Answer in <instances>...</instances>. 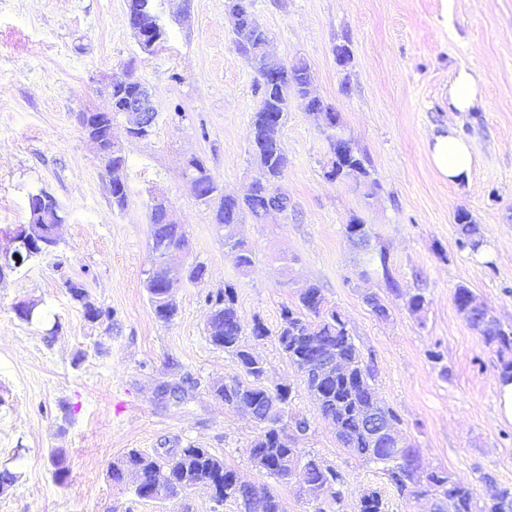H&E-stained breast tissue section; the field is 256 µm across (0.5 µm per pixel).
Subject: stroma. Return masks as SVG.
<instances>
[{"label":"stroma","instance_id":"stroma-1","mask_svg":"<svg viewBox=\"0 0 512 512\" xmlns=\"http://www.w3.org/2000/svg\"><path fill=\"white\" fill-rule=\"evenodd\" d=\"M168 37L141 53L127 22V0H0V232L29 221V193L46 191L65 218L50 253L0 279V462L21 477L0 494V512H181L177 502L148 501L117 486L109 468L131 448L194 445L244 478L267 483L246 448L258 429L225 408L210 387L240 376L237 364L204 331L207 296L232 286L244 342L266 361L269 384L292 389L291 413L310 422L297 447L346 477L343 512H357L369 489L386 512H429L424 499L394 493L379 465L340 448L302 380L273 337L283 307L319 284L347 319L364 357L375 365L379 397L401 416L425 466L448 471L488 498L512 487V423L497 418L495 354L454 302L472 290L502 324L512 325V0H253L282 61L305 60L312 92L337 112L353 147L369 156L380 189L364 201L354 184L323 175L329 145L301 101L282 129L288 166L279 188L287 215L232 226L253 251L241 271L183 173L205 159L230 195L257 174L248 128L259 104L256 74L234 50L229 0H157ZM349 43V63L334 48ZM133 66L159 113L151 136H114L126 157L128 203L113 208L109 177L78 121L106 105L113 74ZM483 79L473 112L448 109L459 69ZM455 122L472 143L468 183L443 182L427 142ZM162 192L189 239L186 261L204 277L177 285L178 314L158 320L145 288L156 265L149 201ZM469 212L482 252L460 247L454 216ZM359 216L384 250L399 297L378 319L365 290L385 293L382 275L360 277L367 257L345 227ZM81 282L112 327L88 322L64 282ZM421 292L428 305L412 314ZM35 300L59 323L53 337L19 320L13 306ZM262 322L270 337L255 339ZM184 389L183 401L162 387ZM23 449L14 459L15 449ZM61 449L69 477L54 482L51 449Z\"/></svg>","mask_w":512,"mask_h":512}]
</instances>
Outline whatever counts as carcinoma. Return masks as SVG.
<instances>
[{
  "mask_svg": "<svg viewBox=\"0 0 512 512\" xmlns=\"http://www.w3.org/2000/svg\"><path fill=\"white\" fill-rule=\"evenodd\" d=\"M250 0H233L232 13L240 16L233 29L232 43L235 51L245 57L256 73L260 103L252 113L248 139L252 156L261 180L253 194L233 200L211 184L209 169L198 157L190 166L203 182L205 200L201 204L212 213L215 224H238L249 215L259 218L263 208L278 203L282 208L290 207L288 198L276 195V183L288 166L280 128L284 126L288 107L285 97L307 93L312 74L307 63L299 60L288 71L276 67L267 57L263 44L268 40L267 30L256 19L251 8L244 7ZM343 171L340 180L357 185L369 184L368 199L374 195L377 182L371 179L369 159L353 152L344 157L332 155L324 166V176ZM161 209L149 211L152 249L165 243L175 249L189 248V240L183 229L175 224L163 223ZM456 224L463 236L461 244L476 251L482 245L478 225L472 222L470 213L457 211ZM347 237H356L369 243L367 224L351 216L346 224ZM224 247L233 257L235 265L242 271L253 264L252 250L232 236L224 237ZM162 289H149V299L156 317L169 322L177 314V308L161 303ZM371 312L379 319L389 317L388 302L380 294H368ZM458 311L464 312L469 325L482 336L486 345L495 353L500 375L512 378V327L504 326L476 301L473 292L460 285L454 293ZM210 307H221L223 313L211 326L205 328L211 344L231 356L243 372V377L228 382L222 391L224 406L240 413L249 412L259 428L258 434L247 448L250 463L259 459L264 462L262 473L273 478L279 485H288L289 473L284 462L290 458L300 461L306 468L307 487L300 489L313 512H326L325 504L339 505L344 499L345 479L331 465L294 446V437L288 429L298 417L288 414L292 400L289 387H271L266 383L267 369L263 359L253 360L243 353L244 333L241 319L235 307L233 288L207 299ZM280 352L300 374L307 394L317 402L321 416L330 417L336 428V441L349 454L366 462L383 465L389 484L402 498L418 499L431 496L437 500L439 512H512V488L501 487L483 504L478 502L476 489L464 480L453 477L445 470H426L420 463L419 449L409 445L404 450V459L393 463L388 459L386 443H374L365 434V415L375 412L395 426L401 425L398 414L386 406L378 397L372 380L373 365L365 361L356 345L348 322L329 306L322 288L313 284L307 294L297 303L285 306L281 312V324L276 331ZM318 346L336 351L348 366V371L334 377H319L303 370L307 354ZM131 471L137 475L134 494L143 500L154 499L155 489H166L167 500L184 501L183 488L187 485L211 489L214 501L222 505L230 501L239 506V512H284L279 495L274 487L256 484L240 476L236 470L224 465V461L206 448L189 445L185 448H170L165 455H151L137 448L129 449L120 460L112 464L109 477L116 485L123 484V474ZM359 512H385L382 494L377 490L364 493Z\"/></svg>",
  "mask_w": 512,
  "mask_h": 512,
  "instance_id": "1",
  "label": "carcinoma"
}]
</instances>
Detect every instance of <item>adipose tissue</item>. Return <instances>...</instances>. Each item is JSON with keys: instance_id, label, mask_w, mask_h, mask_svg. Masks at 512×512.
Wrapping results in <instances>:
<instances>
[{"instance_id": "obj_1", "label": "adipose tissue", "mask_w": 512, "mask_h": 512, "mask_svg": "<svg viewBox=\"0 0 512 512\" xmlns=\"http://www.w3.org/2000/svg\"><path fill=\"white\" fill-rule=\"evenodd\" d=\"M481 99L480 75L472 70H459L448 86L449 111H472ZM428 152L441 180L451 184L469 181L474 167L472 146L459 134L454 124H447L433 134L428 143Z\"/></svg>"}]
</instances>
